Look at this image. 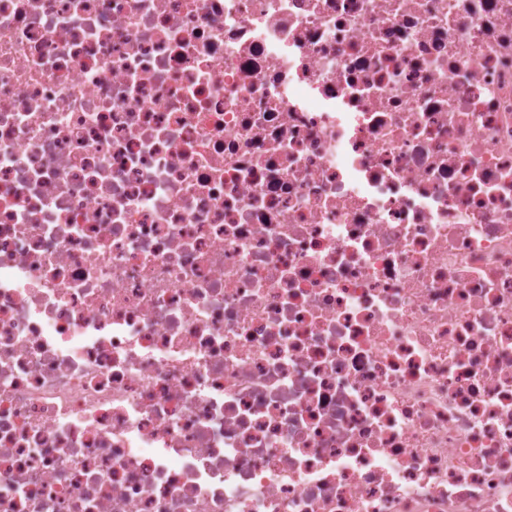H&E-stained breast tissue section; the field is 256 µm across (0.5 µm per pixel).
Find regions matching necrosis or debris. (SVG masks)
<instances>
[{"instance_id": "1", "label": "necrosis or debris", "mask_w": 512, "mask_h": 512, "mask_svg": "<svg viewBox=\"0 0 512 512\" xmlns=\"http://www.w3.org/2000/svg\"><path fill=\"white\" fill-rule=\"evenodd\" d=\"M0 512H512V0H0Z\"/></svg>"}]
</instances>
